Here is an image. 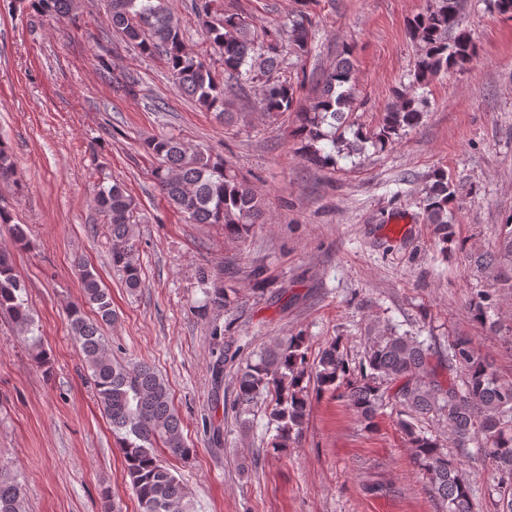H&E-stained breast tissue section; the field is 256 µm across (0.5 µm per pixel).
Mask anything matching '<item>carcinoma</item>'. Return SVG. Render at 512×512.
Instances as JSON below:
<instances>
[{"instance_id":"1","label":"carcinoma","mask_w":512,"mask_h":512,"mask_svg":"<svg viewBox=\"0 0 512 512\" xmlns=\"http://www.w3.org/2000/svg\"><path fill=\"white\" fill-rule=\"evenodd\" d=\"M213 2L195 0L194 8L203 20L207 41L221 54L224 71L241 89L260 84L268 116L296 112L295 136L301 143L299 155L306 162L334 167L336 158L358 155L368 144L382 150L421 123L427 99L402 91L385 106L376 129L366 131L351 124L348 116L355 100L354 81L346 48L345 57L324 75L322 89L310 107L297 109L293 83L273 75V70L288 49L298 56L310 52L308 15L300 14L292 21L286 46L280 33L267 29L258 33L248 17L218 14ZM460 2L435 0L434 8L409 22L408 35L420 47L416 64L420 88L426 87L429 77L462 67L473 53L464 34L448 38L459 25ZM32 6L41 14L66 18L76 9V0H32ZM109 15L112 29L124 41L164 60L177 91L222 121L231 116L224 108V86L215 81L205 61L186 49L169 0H109ZM114 84L126 96L137 95L139 80L131 74L114 80ZM143 148L158 160L153 170L157 187L186 223L222 224L225 237L243 241L254 225L265 222L261 199L223 157L200 147L192 149L166 135L148 139ZM13 168L12 154L0 142V180L10 178ZM455 197L447 172L433 171L425 190L424 214L445 245L453 237L448 208ZM93 204L107 220L113 267L122 274L126 288H139L134 199L115 182L100 187ZM0 224L9 225L14 245H26L25 230L12 223L11 212L2 204ZM476 263L495 267L496 278L503 282L512 280V221L503 225L497 253L480 255ZM79 276L83 303L95 309L97 320L87 318L83 307L76 305L68 313L71 333L91 371L98 402L112 424L140 512H193L188 492L161 456L165 452L183 460L192 454L166 383L146 363H123L106 354L101 328L115 317L112 299L87 265L79 264ZM199 279L205 306L220 310L230 303L221 276L203 267ZM24 293L25 285L15 274L11 253L1 247L0 309L11 313L21 331L29 334L33 319ZM492 297L483 291L473 299L474 318H486ZM211 339L218 349L211 367L214 385L223 381L224 369L234 370L230 407L243 426L249 423L254 407L267 402L268 417L276 425L275 447H288L301 433L309 415L310 386L332 393L342 387V397L367 427L374 425L384 409L397 411L410 455L426 475L439 512H476V503L460 462L448 455L435 436L418 426L423 419L444 423L448 439L457 448L479 444L504 484L501 512H512V382L498 378L492 365L476 353L471 340L458 337L444 352L431 338L422 340L408 331L399 333L387 327L370 337L363 357L354 365L338 339L312 359L305 338L290 336L245 364L239 362L241 346L224 339L220 329H212ZM23 496L17 476L1 462L0 512H23Z\"/></svg>"}]
</instances>
